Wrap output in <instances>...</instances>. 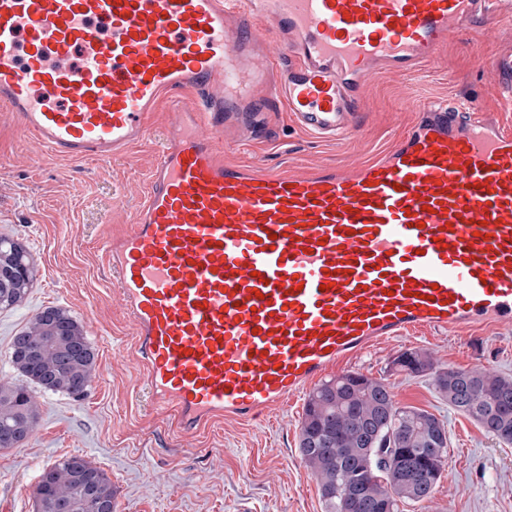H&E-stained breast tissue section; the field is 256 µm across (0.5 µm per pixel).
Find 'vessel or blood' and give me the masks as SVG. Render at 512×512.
Masks as SVG:
<instances>
[{"mask_svg": "<svg viewBox=\"0 0 512 512\" xmlns=\"http://www.w3.org/2000/svg\"><path fill=\"white\" fill-rule=\"evenodd\" d=\"M498 0H0V104L55 156L108 164L170 131L106 243L144 384L184 431L259 417L378 341L512 325V127L426 101L384 155L302 172L225 161L258 100L339 138L378 72L422 69ZM271 28L260 39L251 19ZM512 91V45L485 63Z\"/></svg>", "mask_w": 512, "mask_h": 512, "instance_id": "1", "label": "vessel or blood"}]
</instances>
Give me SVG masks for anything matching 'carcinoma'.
Instances as JSON below:
<instances>
[{
	"instance_id": "cac0c4a2",
	"label": "carcinoma",
	"mask_w": 512,
	"mask_h": 512,
	"mask_svg": "<svg viewBox=\"0 0 512 512\" xmlns=\"http://www.w3.org/2000/svg\"><path fill=\"white\" fill-rule=\"evenodd\" d=\"M34 278L26 250L0 237V309L23 303ZM10 361L25 381L0 383V449L29 439L37 418L32 388L84 396L96 367L84 327L58 307L36 313L14 336ZM394 364L413 377L432 376L448 405L512 444V377L478 369L435 371L416 351L400 354ZM297 449L317 480L325 512H397V502L433 493L448 452V430L425 410L397 405L385 380L348 372L309 393ZM34 498L36 512L115 508L111 481L80 455L45 468Z\"/></svg>"
}]
</instances>
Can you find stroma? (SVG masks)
Wrapping results in <instances>:
<instances>
[{
    "label": "stroma",
    "instance_id": "1",
    "mask_svg": "<svg viewBox=\"0 0 512 512\" xmlns=\"http://www.w3.org/2000/svg\"><path fill=\"white\" fill-rule=\"evenodd\" d=\"M497 29L496 38L485 40L464 28L420 71L377 74L346 140L313 135L274 111L225 117L218 149L238 163L348 168L390 149L417 122L418 100H473L491 120L512 123V95L493 84L481 63L512 41V0L498 5ZM169 122L168 112L156 111L150 141L101 166L46 155L0 105V236L22 244L37 268L26 301L0 310V381H18L9 361L12 339L47 307L68 310L97 353L87 396L35 391L33 434L21 447L0 449V512H34L42 469L74 454L104 471L116 491V512H324L317 480L297 451L304 397L259 421L227 417L185 433L172 414L153 406L141 379L103 245L114 227L132 222ZM408 350L425 353L438 370L512 377V326L388 339L333 370L385 380L398 405L427 410L448 429V455L431 497L399 502L397 512H512V444L450 407L431 377L398 370L394 361Z\"/></svg>",
    "mask_w": 512,
    "mask_h": 512
}]
</instances>
